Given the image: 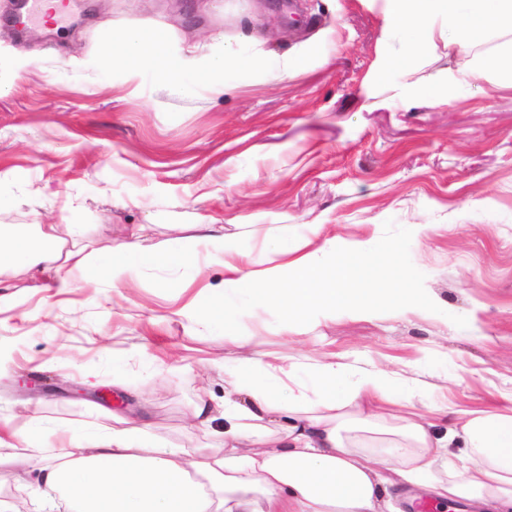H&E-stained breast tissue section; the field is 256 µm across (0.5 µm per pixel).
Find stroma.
<instances>
[{
    "label": "stroma",
    "instance_id": "obj_1",
    "mask_svg": "<svg viewBox=\"0 0 512 512\" xmlns=\"http://www.w3.org/2000/svg\"><path fill=\"white\" fill-rule=\"evenodd\" d=\"M0 0V224H80L107 243L140 224L156 239L175 224H221L243 262L262 259L270 227L296 240L400 238L414 285L451 312L318 317L285 328L257 309L232 332L260 360L323 356L394 371L416 400L492 407L512 391V89L457 85L449 103L425 90L457 69L443 40L406 72L401 32L383 33L378 0H70L62 28L18 32ZM153 19L173 59L197 66L232 44L258 59L234 88L180 91L105 68L99 45ZM289 57L288 75L262 67ZM430 225L415 239L410 225ZM193 264L143 271L133 292L100 283L59 294L48 271L0 274L16 296L0 313V417L27 410L63 428L101 429L142 405L154 441L205 448L199 398L222 402L219 330L179 308L224 286L211 246ZM264 267L272 260L262 259ZM24 457L0 465V502L20 493L41 512L50 491Z\"/></svg>",
    "mask_w": 512,
    "mask_h": 512
}]
</instances>
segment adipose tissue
I'll use <instances>...</instances> for the list:
<instances>
[{
  "label": "adipose tissue",
  "instance_id": "adipose-tissue-1",
  "mask_svg": "<svg viewBox=\"0 0 512 512\" xmlns=\"http://www.w3.org/2000/svg\"><path fill=\"white\" fill-rule=\"evenodd\" d=\"M384 32L402 31L409 49L401 63H422L428 38L440 36L459 59L456 82L512 88V42L478 52L489 37L512 34V0H382ZM163 31L152 21L124 30L105 61L137 77L155 78L186 91L206 82L225 89L230 68L241 66L225 47L204 67L175 65ZM174 237L152 242L150 225L128 238L78 245L74 224L0 225V271L29 274L38 263L55 270L67 293L100 281L132 285L143 269L177 267L192 256L174 225ZM224 266L223 289L184 308L192 323L226 325L255 308L277 312L285 325L345 311L373 317L441 309L412 287L414 275L396 267L398 289L379 287L386 257L398 240H327L298 256V243L275 235L266 250L280 257L266 270L244 267L223 225L197 227ZM233 356L214 360L231 390L224 395L226 427L207 450L159 448L143 438L139 410L113 415L110 427L87 437L73 432L60 446L63 463H48L50 427L31 416L29 432L0 419V447L18 450L40 486L64 490L84 512H393V489L420 490L436 499L471 504L475 512H512V393L503 406L455 409L445 403L417 407L392 372L335 360L320 362L308 377L295 365L262 363L245 342L231 338ZM461 438L460 462L450 446Z\"/></svg>",
  "mask_w": 512,
  "mask_h": 512
}]
</instances>
